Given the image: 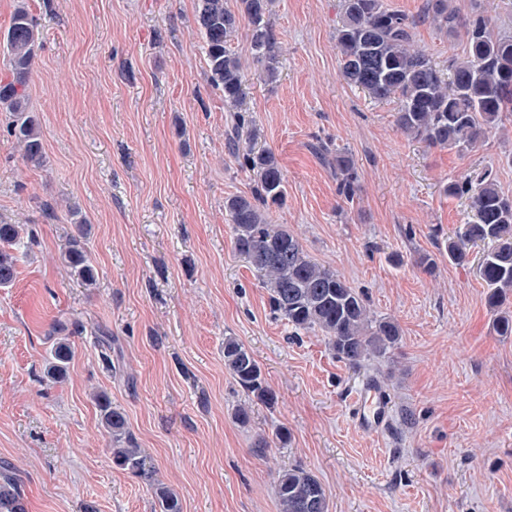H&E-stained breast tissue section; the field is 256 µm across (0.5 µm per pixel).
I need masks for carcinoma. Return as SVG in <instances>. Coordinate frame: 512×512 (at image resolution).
<instances>
[{"instance_id":"obj_1","label":"carcinoma","mask_w":512,"mask_h":512,"mask_svg":"<svg viewBox=\"0 0 512 512\" xmlns=\"http://www.w3.org/2000/svg\"><path fill=\"white\" fill-rule=\"evenodd\" d=\"M277 0H196L195 20L203 39L209 84L224 93V103L234 113L233 154L255 175L249 195L224 201L232 224L236 250L262 277L275 318L295 335L318 331L336 358L353 369L374 357L385 356L401 340L393 319L370 315L364 295L336 271L314 261L299 239L283 225L269 222L268 212L283 204L286 187L281 168L270 151L257 150V129L246 115L245 73L230 49L241 20L249 23L256 60L275 74L277 41L271 24ZM426 18L450 34L463 32L462 55L452 59L448 73L414 48L417 21L389 7L385 0H340L336 44L340 75L369 98L395 103L394 122L408 138L432 147L468 152L482 144L488 133L512 115V35L495 31L493 18L474 14L459 17L451 0H426ZM40 45V31L26 0H18L10 25L0 41L12 79L0 81V109L9 131L34 163L43 158L42 134L29 109L26 93ZM339 192L353 196L357 171L351 157L336 155ZM452 198H466L473 219L460 225L445 240L448 261L469 263L470 251L486 246L479 259V274L486 288V303L495 314L494 329L512 335V311L506 307L512 293V196L500 190L496 171L474 169L444 184ZM25 230L17 224H0V286L13 282L17 256L12 249L24 243ZM88 224L76 219L60 253L70 275L86 288L97 284L85 239ZM83 325L59 320L48 377L66 375L71 355L70 337ZM224 368L250 398L271 405L276 394L266 382L253 354L236 338H224ZM92 399L112 444L114 464L146 481L154 490L159 512H181L178 495L158 482L141 448L128 428L125 414L112 406L108 394ZM278 512H329L325 489L300 465L278 472L275 479ZM0 512H26L25 496L16 480L0 482Z\"/></svg>"}]
</instances>
